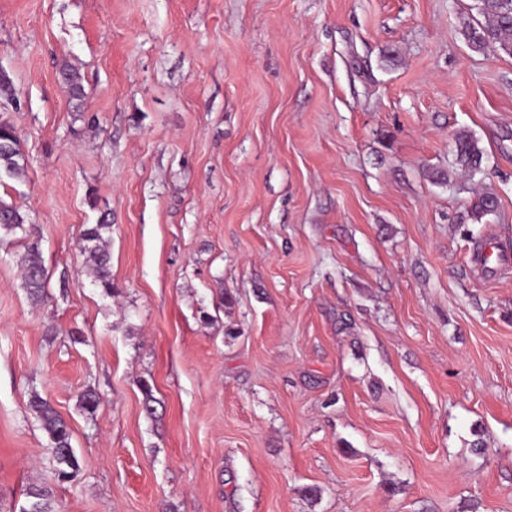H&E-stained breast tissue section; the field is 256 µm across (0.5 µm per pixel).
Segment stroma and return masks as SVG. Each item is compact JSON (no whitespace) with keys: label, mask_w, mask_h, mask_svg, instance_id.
Instances as JSON below:
<instances>
[{"label":"stroma","mask_w":512,"mask_h":512,"mask_svg":"<svg viewBox=\"0 0 512 512\" xmlns=\"http://www.w3.org/2000/svg\"><path fill=\"white\" fill-rule=\"evenodd\" d=\"M474 4L0 0V512L51 466L36 393L82 460L56 512H512V56ZM26 159L15 128L9 122H0V177L16 178L23 175ZM456 163L465 171H475L480 168L483 153L476 140L467 132L455 135ZM25 224H27V217L16 205L0 199V229L10 232L16 229L23 230ZM111 224H93L83 232L81 252L85 256L86 273L106 291H112L110 271V252L104 234L109 232ZM25 248L27 260L22 270L25 288L33 301L40 302L46 288L47 274L41 260L39 241L28 242Z\"/></svg>","instance_id":"obj_1"}]
</instances>
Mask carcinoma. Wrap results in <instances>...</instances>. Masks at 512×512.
<instances>
[{
	"label": "carcinoma",
	"instance_id": "1",
	"mask_svg": "<svg viewBox=\"0 0 512 512\" xmlns=\"http://www.w3.org/2000/svg\"><path fill=\"white\" fill-rule=\"evenodd\" d=\"M480 13L484 22L471 28L466 39L476 48L493 45L503 53L512 56V0H479ZM62 76L69 94L75 100L84 97V87L80 75L68 65L62 66ZM456 163L466 171L480 168L483 153L476 140L467 132L455 135ZM26 159L21 149L20 140L12 124L0 122V176L16 178L23 175ZM498 202L491 193L475 195L471 212L482 217L497 211ZM27 224V217L20 209L0 199V229L14 231ZM110 225L93 224L83 232L81 252L84 255L86 273L93 281L107 291L112 290L110 271V252L104 234ZM27 260L23 267L25 288L30 298L39 302L43 299L47 274L41 260L39 241L34 240L25 245ZM30 408L38 415L48 433L53 460L49 478L33 484L27 489L28 506L22 512H54L53 485L67 482L77 475L81 468L80 459L71 443V432L65 419L55 410L50 402L39 394H34L29 402Z\"/></svg>",
	"mask_w": 512,
	"mask_h": 512
}]
</instances>
